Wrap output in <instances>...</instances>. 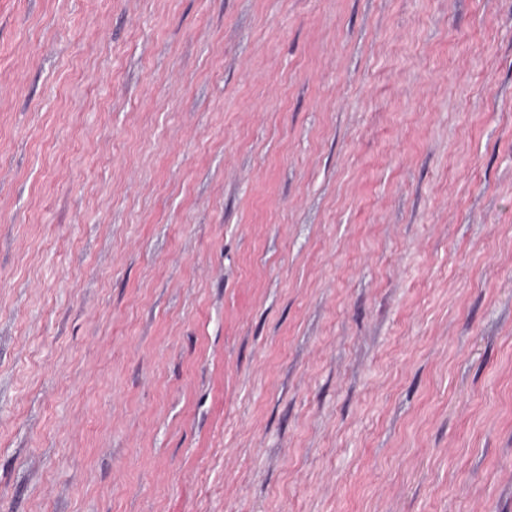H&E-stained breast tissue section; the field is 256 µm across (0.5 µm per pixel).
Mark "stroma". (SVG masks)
Wrapping results in <instances>:
<instances>
[{
    "label": "stroma",
    "mask_w": 512,
    "mask_h": 512,
    "mask_svg": "<svg viewBox=\"0 0 512 512\" xmlns=\"http://www.w3.org/2000/svg\"><path fill=\"white\" fill-rule=\"evenodd\" d=\"M0 512H512V0H0Z\"/></svg>",
    "instance_id": "obj_1"
}]
</instances>
